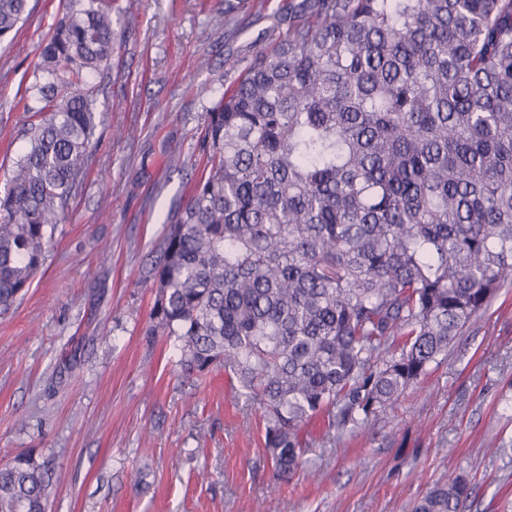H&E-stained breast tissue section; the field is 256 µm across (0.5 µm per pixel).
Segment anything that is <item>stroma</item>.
I'll list each match as a JSON object with an SVG mask.
<instances>
[{
	"instance_id": "obj_1",
	"label": "stroma",
	"mask_w": 512,
	"mask_h": 512,
	"mask_svg": "<svg viewBox=\"0 0 512 512\" xmlns=\"http://www.w3.org/2000/svg\"><path fill=\"white\" fill-rule=\"evenodd\" d=\"M122 3L84 183L41 271L0 309V466L29 449L47 460L50 512H413L458 475L462 512H512V286L394 412L331 439L312 419L289 477L223 370L185 374L175 339L147 336L146 275L202 170L205 110L253 42L285 32L290 0H246L221 28L224 0ZM62 6L29 0L0 43V189L27 146L21 107Z\"/></svg>"
}]
</instances>
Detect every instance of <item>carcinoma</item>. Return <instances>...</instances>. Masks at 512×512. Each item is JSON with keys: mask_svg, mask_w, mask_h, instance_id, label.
I'll list each match as a JSON object with an SVG mask.
<instances>
[{"mask_svg": "<svg viewBox=\"0 0 512 512\" xmlns=\"http://www.w3.org/2000/svg\"><path fill=\"white\" fill-rule=\"evenodd\" d=\"M206 109L203 171L149 274L179 366L224 368L283 475L321 415H388L512 283V0H302ZM29 13L0 0V40ZM117 0H69L36 64L37 120L0 196V306L43 266L96 130ZM54 474L0 467V512H48ZM456 476L415 512H461Z\"/></svg>", "mask_w": 512, "mask_h": 512, "instance_id": "cac0c4a2", "label": "carcinoma"}]
</instances>
